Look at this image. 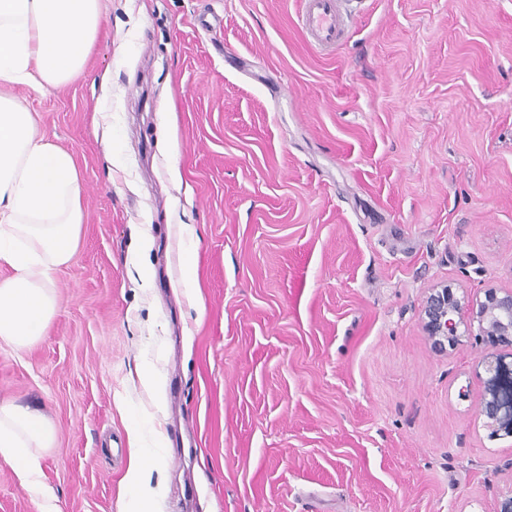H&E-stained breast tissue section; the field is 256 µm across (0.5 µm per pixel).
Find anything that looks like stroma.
Wrapping results in <instances>:
<instances>
[{
  "instance_id": "stroma-1",
  "label": "stroma",
  "mask_w": 512,
  "mask_h": 512,
  "mask_svg": "<svg viewBox=\"0 0 512 512\" xmlns=\"http://www.w3.org/2000/svg\"><path fill=\"white\" fill-rule=\"evenodd\" d=\"M350 8L323 56L300 0H101L83 73L13 88L73 153L84 222L43 339L0 344V399L55 428L47 496L0 466V512H124L127 427L158 404L162 512L512 497L482 343L437 352L419 321L434 285L512 288V0Z\"/></svg>"
}]
</instances>
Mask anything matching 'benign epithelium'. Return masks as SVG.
<instances>
[{
  "label": "benign epithelium",
  "instance_id": "1",
  "mask_svg": "<svg viewBox=\"0 0 512 512\" xmlns=\"http://www.w3.org/2000/svg\"><path fill=\"white\" fill-rule=\"evenodd\" d=\"M422 329L436 348L455 345L460 336L472 332L482 337L488 352L482 356L489 374L490 399L485 413L493 420V434L512 435V362L496 353L512 347V289L488 288L484 299L471 300L449 285L429 290L421 315Z\"/></svg>",
  "mask_w": 512,
  "mask_h": 512
}]
</instances>
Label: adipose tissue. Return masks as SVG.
Wrapping results in <instances>:
<instances>
[{
  "label": "adipose tissue",
  "mask_w": 512,
  "mask_h": 512,
  "mask_svg": "<svg viewBox=\"0 0 512 512\" xmlns=\"http://www.w3.org/2000/svg\"><path fill=\"white\" fill-rule=\"evenodd\" d=\"M102 24L100 0H0V342L38 343L56 313L53 272L72 259L84 222L73 154L40 132L32 112L10 93L25 85L46 93L85 68ZM129 512L159 494L146 479L143 429L127 428ZM54 440L39 410L0 401V464L33 493H43L40 449Z\"/></svg>",
  "instance_id": "adipose-tissue-1"
}]
</instances>
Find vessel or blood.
<instances>
[{
  "instance_id": "obj_1",
  "label": "vessel or blood",
  "mask_w": 512,
  "mask_h": 512,
  "mask_svg": "<svg viewBox=\"0 0 512 512\" xmlns=\"http://www.w3.org/2000/svg\"><path fill=\"white\" fill-rule=\"evenodd\" d=\"M343 0H300L299 26L309 44L320 53L332 54L356 23L354 14L343 12Z\"/></svg>"
}]
</instances>
